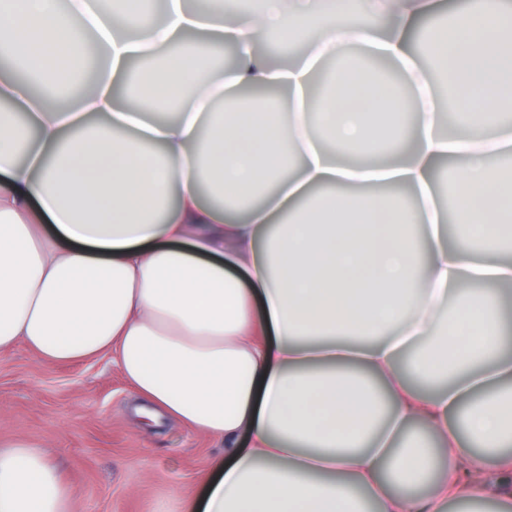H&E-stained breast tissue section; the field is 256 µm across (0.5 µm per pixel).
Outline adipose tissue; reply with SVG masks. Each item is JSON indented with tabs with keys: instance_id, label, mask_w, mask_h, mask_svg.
<instances>
[{
	"instance_id": "ef3b65f1",
	"label": "adipose tissue",
	"mask_w": 512,
	"mask_h": 512,
	"mask_svg": "<svg viewBox=\"0 0 512 512\" xmlns=\"http://www.w3.org/2000/svg\"><path fill=\"white\" fill-rule=\"evenodd\" d=\"M360 9L168 0L144 22L0 0V59L50 91L84 37L101 60L67 112L0 78L26 115L0 117V351L112 355L142 414L223 438L201 512H512V303L462 288L512 286V0H465L450 27L432 0ZM269 31L300 51L271 61ZM219 46L236 61L215 71ZM393 131V158H352ZM73 499L39 446L0 448V512Z\"/></svg>"
}]
</instances>
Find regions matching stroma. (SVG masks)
Wrapping results in <instances>:
<instances>
[{"label":"stroma","instance_id":"obj_1","mask_svg":"<svg viewBox=\"0 0 512 512\" xmlns=\"http://www.w3.org/2000/svg\"><path fill=\"white\" fill-rule=\"evenodd\" d=\"M111 356L45 365L24 345L0 353V444L24 438L59 465L74 512H190L223 439L136 413Z\"/></svg>","mask_w":512,"mask_h":512}]
</instances>
